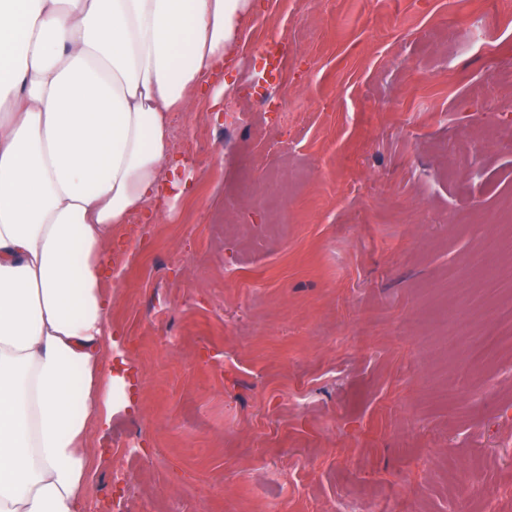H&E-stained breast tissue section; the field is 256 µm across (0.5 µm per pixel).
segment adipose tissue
<instances>
[{
  "mask_svg": "<svg viewBox=\"0 0 512 512\" xmlns=\"http://www.w3.org/2000/svg\"><path fill=\"white\" fill-rule=\"evenodd\" d=\"M251 0H0V512H93L89 442L127 405L116 228L187 188L172 127Z\"/></svg>",
  "mask_w": 512,
  "mask_h": 512,
  "instance_id": "ef3b65f1",
  "label": "adipose tissue"
}]
</instances>
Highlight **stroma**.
Here are the masks:
<instances>
[{
    "mask_svg": "<svg viewBox=\"0 0 512 512\" xmlns=\"http://www.w3.org/2000/svg\"><path fill=\"white\" fill-rule=\"evenodd\" d=\"M252 3L189 191L110 254L95 512H512V0Z\"/></svg>",
    "mask_w": 512,
    "mask_h": 512,
    "instance_id": "obj_1",
    "label": "stroma"
}]
</instances>
